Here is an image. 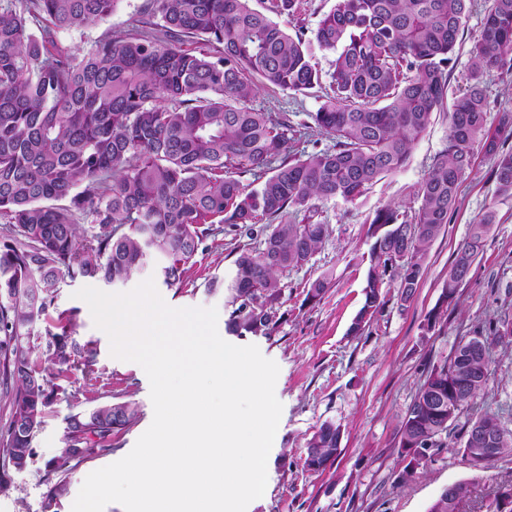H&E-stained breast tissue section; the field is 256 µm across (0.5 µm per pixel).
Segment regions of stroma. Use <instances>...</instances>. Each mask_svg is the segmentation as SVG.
Segmentation results:
<instances>
[{
    "label": "stroma",
    "instance_id": "obj_1",
    "mask_svg": "<svg viewBox=\"0 0 512 512\" xmlns=\"http://www.w3.org/2000/svg\"><path fill=\"white\" fill-rule=\"evenodd\" d=\"M146 0H119L103 21L58 34V45L67 52L84 53L96 41L130 32L138 26ZM321 104L316 93L263 89L252 99L254 108L287 113L292 123L306 121ZM448 137L442 113L415 144L405 165L383 178L354 202L340 200L324 205L321 220L329 232L310 262L283 274L280 321L269 336H235L226 329L230 308L223 290L210 289L211 281L231 274L242 250L257 251L260 239H249L227 230L209 238L195 263L175 287L158 285L164 301L174 308H216L217 329L225 341L256 345L275 361L279 374L275 386L283 406L277 436L268 456L264 495L252 501L250 512H427L432 500L446 486L469 483L474 500L490 502L496 488L512 482V457L499 460L493 469L478 471L461 457L459 448L474 410L498 413L512 430V344L491 354L486 390L448 428L444 448L423 462L415 477L402 485L394 480L404 463L398 452V425L417 391L425 364L449 357L462 341L485 330L490 319L512 316V197L501 196L490 173L492 160L477 154L458 193V204L448 224L435 240L415 292L397 304L396 283L385 280L381 292L389 303L384 313L354 336L349 328L364 304L366 275L372 240L367 218L392 204L411 211L418 207L416 190L428 174L434 156ZM493 214L483 252L479 254L459 290L455 308L446 321L427 330V315L448 284L454 252L467 238L472 224ZM329 275L331 286L319 303L306 300L316 278ZM85 279H63L56 307L77 313L73 336L92 343L102 374L93 391H86L79 371L60 379L56 400L47 407L33 441L32 456L23 470H10V487L0 491V512H71L87 472L125 457L153 420L150 383L136 363L112 357L108 336L97 329L88 305L75 293ZM135 402L139 422L113 442L114 450L96 456L70 476L66 493L49 504L46 466L60 446L68 414L106 402ZM340 424V455L320 473L305 469L306 440L323 422Z\"/></svg>",
    "mask_w": 512,
    "mask_h": 512
}]
</instances>
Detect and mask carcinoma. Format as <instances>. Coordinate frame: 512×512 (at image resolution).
Returning <instances> with one entry per match:
<instances>
[{
  "mask_svg": "<svg viewBox=\"0 0 512 512\" xmlns=\"http://www.w3.org/2000/svg\"><path fill=\"white\" fill-rule=\"evenodd\" d=\"M119 0H0V490L10 468L32 453L36 429L55 388L32 360L33 325L49 316L61 279L107 285L128 280L146 261V240L162 258L164 283L183 281L204 240L223 225L264 247L243 252L224 282L228 330L269 336L278 325L280 275L306 265L328 233L330 200L353 202L408 159L446 111L448 139L417 190L413 213L387 205L368 217L375 238L365 302L351 325L360 335L385 311L386 276L400 303L412 299L433 242L456 210L459 187L476 153L493 160L498 192L512 197V150L487 130L484 76L512 75V0H487L480 37L469 49L466 84L452 104L453 54L469 0H336L316 28L290 33L253 0H148L134 32L98 41L86 53L57 46L58 33L106 19ZM200 42L204 48L187 47ZM334 54L328 85L311 46ZM262 87L322 91L308 113L331 145L299 148L303 134L283 112L251 101ZM253 180L246 183L243 177ZM492 214L459 245L442 302L459 288L483 247ZM90 224L80 231V224ZM329 282L310 284L317 303ZM74 314L47 331V360L58 374L99 378L97 352L72 337ZM512 341V321L498 319L469 340L488 348ZM490 362L443 360L427 368L400 421V485L420 465L416 449L445 447L448 414L458 416L485 391ZM138 406L105 403L64 418L49 462L48 500L69 475L134 426ZM475 417L459 451L476 457ZM341 426L326 421L306 444L305 466L318 473L340 454Z\"/></svg>",
  "mask_w": 512,
  "mask_h": 512,
  "instance_id": "cac0c4a2",
  "label": "carcinoma"
}]
</instances>
